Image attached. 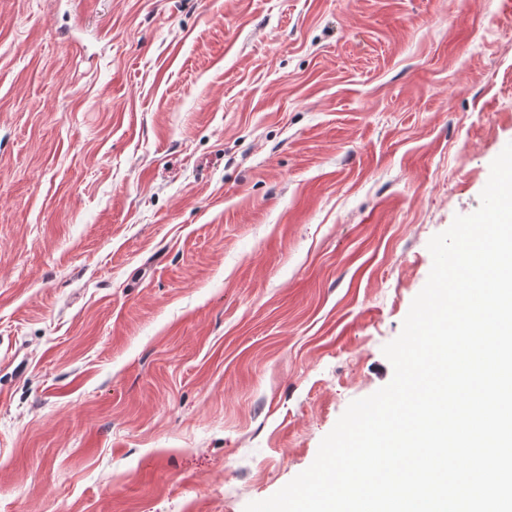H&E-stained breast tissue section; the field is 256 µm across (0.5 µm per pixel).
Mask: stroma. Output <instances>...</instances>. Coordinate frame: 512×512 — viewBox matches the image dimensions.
<instances>
[{
    "instance_id": "1",
    "label": "stroma",
    "mask_w": 512,
    "mask_h": 512,
    "mask_svg": "<svg viewBox=\"0 0 512 512\" xmlns=\"http://www.w3.org/2000/svg\"><path fill=\"white\" fill-rule=\"evenodd\" d=\"M510 142L512 0H0V512L275 494Z\"/></svg>"
}]
</instances>
